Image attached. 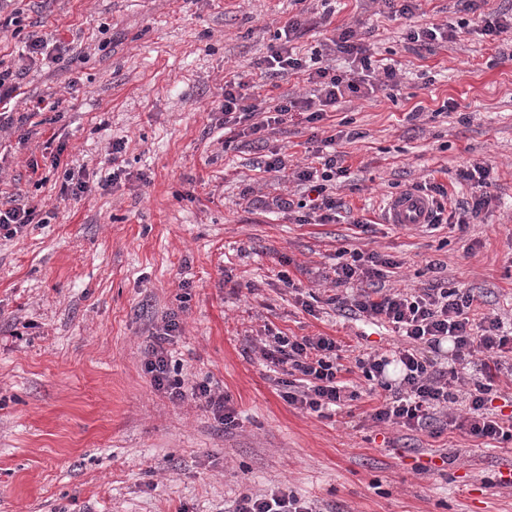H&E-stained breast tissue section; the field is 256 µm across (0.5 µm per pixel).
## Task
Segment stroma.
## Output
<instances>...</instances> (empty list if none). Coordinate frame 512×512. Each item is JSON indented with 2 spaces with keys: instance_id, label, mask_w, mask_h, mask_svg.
<instances>
[{
  "instance_id": "1",
  "label": "stroma",
  "mask_w": 512,
  "mask_h": 512,
  "mask_svg": "<svg viewBox=\"0 0 512 512\" xmlns=\"http://www.w3.org/2000/svg\"><path fill=\"white\" fill-rule=\"evenodd\" d=\"M0 33V71L22 73L17 113L61 99L49 123L0 131V205L15 189L35 221L0 240V512H228L244 490L278 488L320 512H512V442L410 431L367 418L373 384L356 360L400 338L330 304L340 249L398 261L387 287L473 290L482 313L512 320V33L475 32L462 0H418L420 24L456 37L433 51L404 38L383 0H21ZM299 56L335 28L365 31L398 85L345 103L311 131L298 117L264 147L224 130V76L258 81L263 102L309 91L305 74L257 64L293 17ZM50 59L25 55L29 36ZM357 140H343L351 130ZM336 136L351 221L298 224L253 197L267 151L313 161L311 135ZM124 172L112 177V144ZM61 163L52 166L53 153ZM492 162L497 187L474 224L426 233L388 224V198L425 179L460 198L457 169ZM90 194L62 196L67 173ZM372 223L363 234L354 220ZM316 297L303 311L279 279ZM172 376L210 381L236 411L224 427L197 403H172L143 370L168 313ZM336 337L350 409L308 413L281 397L260 353L266 329Z\"/></svg>"
}]
</instances>
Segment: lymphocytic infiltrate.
I'll list each match as a JSON object with an SVG mask.
<instances>
[{
	"label": "lymphocytic infiltrate",
	"instance_id": "f902f5d3",
	"mask_svg": "<svg viewBox=\"0 0 512 512\" xmlns=\"http://www.w3.org/2000/svg\"><path fill=\"white\" fill-rule=\"evenodd\" d=\"M392 13L408 19V41L432 45L454 39L455 30L450 26L414 23L415 0H384ZM302 22L289 19L283 28L279 43L270 45L262 64L265 73L307 71L308 81L314 92L308 97L283 96L268 107H259L250 82L235 74L224 82V127L241 130L245 135H257L282 123L285 115H302L307 124L323 121L329 109L341 104L384 91L397 84L395 67L376 68L357 31L350 27L335 29L329 42L313 49L310 58L303 59L291 47L293 37L300 31ZM337 52L350 62L348 71L339 73L335 68L322 65L323 54ZM335 137L324 140L332 151L323 156L320 166L289 168L279 152L267 154L259 170L273 181L293 180L303 186L305 197L293 202L281 197L272 204L281 210L295 211L298 224H334L340 219L341 201L332 190L337 182L348 178L350 171L344 153L334 151ZM492 167L488 162L476 161L460 170L458 178L471 189L468 199L453 202L446 208L448 190L437 182L413 183L411 192L425 196L431 202L430 229H439L445 214L455 216L458 228H466L471 219L477 218L491 199L495 185L491 178ZM333 268L334 284L341 288L355 286L354 294L334 295L332 302L338 309L355 315L376 319L392 325L403 342L389 353L368 355L357 365L367 380L377 382L383 397L377 398L369 413L377 424L400 426L411 431L425 429L434 421L447 419L449 426L465 432L470 437L497 443L512 442V421H506L487 408L490 384L502 369L503 354H512V331L506 330L498 316L487 315L481 319L470 316L474 297L456 288L431 285L415 291L382 289L381 281L389 268L395 267L394 259L377 253L338 250ZM179 327L176 318L164 320L152 334L144 349V371L149 375L156 391L168 394L176 402L192 400L201 403L224 425L235 421V410L230 399L202 381L191 388L169 377V354L166 349ZM450 341L456 360L462 361L473 353H483L482 379L467 381L457 370L437 369L427 350H438L442 341ZM342 346L330 336H285L269 333L262 348V356L270 366L286 367L288 379L284 381L282 397L289 405L309 412L324 411L344 406L356 399L342 378L345 366L341 356ZM396 365L401 373L398 386H391L385 379V370ZM464 392L462 411L449 410L457 392ZM233 512H318L313 501L302 499L294 493L277 490L267 494L246 492L235 502Z\"/></svg>",
	"mask_w": 512,
	"mask_h": 512
}]
</instances>
